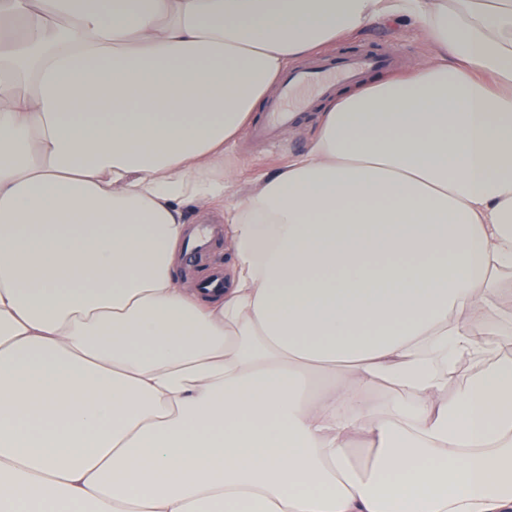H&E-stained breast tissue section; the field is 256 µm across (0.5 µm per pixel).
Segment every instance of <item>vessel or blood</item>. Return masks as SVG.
Wrapping results in <instances>:
<instances>
[{
	"label": "vessel or blood",
	"instance_id": "obj_1",
	"mask_svg": "<svg viewBox=\"0 0 512 512\" xmlns=\"http://www.w3.org/2000/svg\"><path fill=\"white\" fill-rule=\"evenodd\" d=\"M398 65L399 60L393 54L358 50L292 70L283 79L277 97L269 103L264 120L253 126L250 136L257 142L278 148L281 129L295 122L303 105L300 92L313 91L323 97L333 93L337 84H357L369 74L393 70Z\"/></svg>",
	"mask_w": 512,
	"mask_h": 512
}]
</instances>
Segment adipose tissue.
Listing matches in <instances>:
<instances>
[{
  "label": "adipose tissue",
  "instance_id": "obj_1",
  "mask_svg": "<svg viewBox=\"0 0 512 512\" xmlns=\"http://www.w3.org/2000/svg\"><path fill=\"white\" fill-rule=\"evenodd\" d=\"M405 17L441 61L226 203L288 65ZM511 270L512 0H0V512H512ZM232 262L233 256L229 248V244L226 239L223 240L222 238L219 242L212 246L206 260L197 270L196 279H203L200 283L201 287L224 288V273L220 271L213 272L210 275L209 273L216 265L220 266L221 268L224 267L225 271L229 272ZM485 333H489L488 341L493 346V356L496 358L498 356L510 355V353H505L502 355L503 346H508L511 349L512 356V325L511 331L509 330V323L504 320L494 319L489 322L486 326Z\"/></svg>",
  "mask_w": 512,
  "mask_h": 512
}]
</instances>
